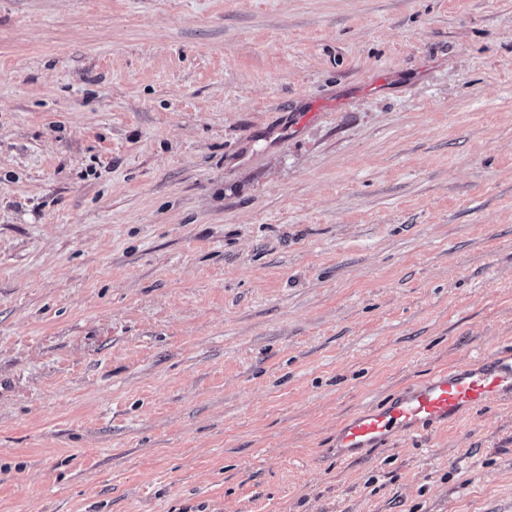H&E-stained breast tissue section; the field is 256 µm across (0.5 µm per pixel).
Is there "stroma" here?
<instances>
[{
	"instance_id": "1",
	"label": "stroma",
	"mask_w": 512,
	"mask_h": 512,
	"mask_svg": "<svg viewBox=\"0 0 512 512\" xmlns=\"http://www.w3.org/2000/svg\"><path fill=\"white\" fill-rule=\"evenodd\" d=\"M512 0H0V512H512ZM455 365L406 385L336 429L339 458L362 457L393 440L436 431L474 408L512 400V352Z\"/></svg>"
}]
</instances>
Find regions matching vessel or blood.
<instances>
[{
  "instance_id": "obj_1",
  "label": "vessel or blood",
  "mask_w": 512,
  "mask_h": 512,
  "mask_svg": "<svg viewBox=\"0 0 512 512\" xmlns=\"http://www.w3.org/2000/svg\"><path fill=\"white\" fill-rule=\"evenodd\" d=\"M505 400H512V354L451 366L345 419L336 430V455L361 457L391 441L436 431L472 409Z\"/></svg>"
}]
</instances>
